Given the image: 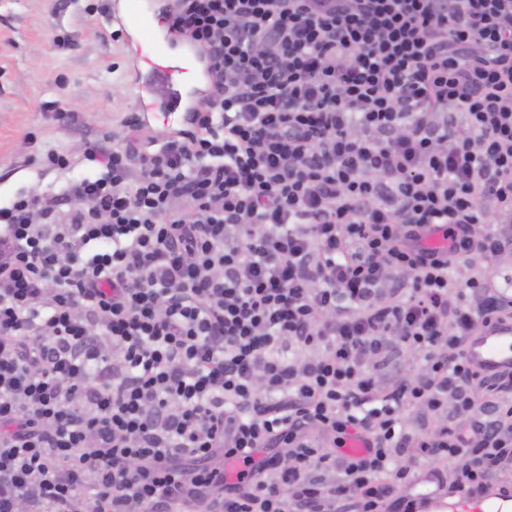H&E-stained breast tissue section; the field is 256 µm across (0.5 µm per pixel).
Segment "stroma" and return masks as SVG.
Segmentation results:
<instances>
[{
  "label": "stroma",
  "instance_id": "stroma-1",
  "mask_svg": "<svg viewBox=\"0 0 512 512\" xmlns=\"http://www.w3.org/2000/svg\"><path fill=\"white\" fill-rule=\"evenodd\" d=\"M113 0H0V203L78 177L43 171L56 149L80 155L85 139L120 141L134 113L129 50L107 19ZM78 113L69 129L47 110Z\"/></svg>",
  "mask_w": 512,
  "mask_h": 512
}]
</instances>
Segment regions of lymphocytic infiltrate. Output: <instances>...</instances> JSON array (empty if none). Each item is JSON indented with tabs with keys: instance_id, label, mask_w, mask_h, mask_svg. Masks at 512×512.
<instances>
[{
	"instance_id": "obj_1",
	"label": "lymphocytic infiltrate",
	"mask_w": 512,
	"mask_h": 512,
	"mask_svg": "<svg viewBox=\"0 0 512 512\" xmlns=\"http://www.w3.org/2000/svg\"><path fill=\"white\" fill-rule=\"evenodd\" d=\"M165 18L211 76L193 131L47 151L87 174L0 206V512H414L421 460L512 482V373L463 356L504 309L474 261L512 251V0ZM393 347L422 363L384 381Z\"/></svg>"
}]
</instances>
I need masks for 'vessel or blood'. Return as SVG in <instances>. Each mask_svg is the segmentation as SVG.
<instances>
[{
    "mask_svg": "<svg viewBox=\"0 0 512 512\" xmlns=\"http://www.w3.org/2000/svg\"><path fill=\"white\" fill-rule=\"evenodd\" d=\"M129 8L115 0L110 23L121 26L128 43L133 44L131 84L136 91L137 110L148 124L176 128L191 105L188 85L199 80L191 66L193 48L181 53H160L166 37L150 14L149 5H141L135 22H128ZM468 364L481 375L493 377L512 372V318L505 317L477 326L466 346ZM418 512H512V488L500 485L468 496L442 489L414 495Z\"/></svg>",
    "mask_w": 512,
    "mask_h": 512,
    "instance_id": "1",
    "label": "vessel or blood"
}]
</instances>
